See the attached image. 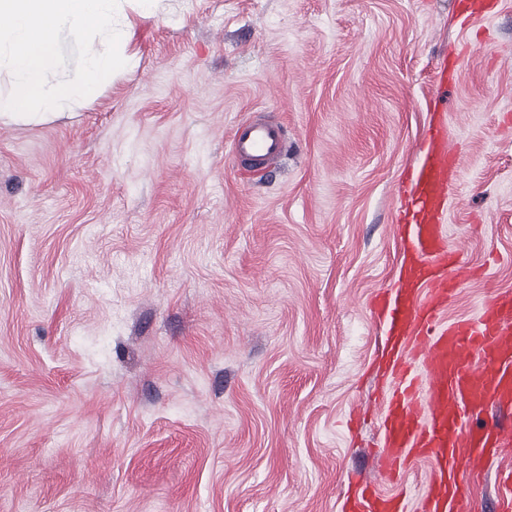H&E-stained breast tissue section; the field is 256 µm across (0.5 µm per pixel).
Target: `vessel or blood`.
I'll list each match as a JSON object with an SVG mask.
<instances>
[{
    "label": "vessel or blood",
    "instance_id": "obj_1",
    "mask_svg": "<svg viewBox=\"0 0 512 512\" xmlns=\"http://www.w3.org/2000/svg\"><path fill=\"white\" fill-rule=\"evenodd\" d=\"M281 126L245 121L232 151L267 166L283 151ZM458 182L446 122L429 126L424 160L408 190L399 234L408 255L400 285L374 298L391 343L387 370L393 389L382 410L380 458L392 476L423 460L430 474L418 505L377 492L355 478L348 512H464L467 478L481 475L487 460L512 449V429L481 424L489 407L512 408V291H494L476 316L445 320L458 285L472 269L448 240V203ZM496 512H512V468L497 476Z\"/></svg>",
    "mask_w": 512,
    "mask_h": 512
}]
</instances>
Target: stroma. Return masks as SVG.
<instances>
[{
    "label": "stroma",
    "mask_w": 512,
    "mask_h": 512,
    "mask_svg": "<svg viewBox=\"0 0 512 512\" xmlns=\"http://www.w3.org/2000/svg\"><path fill=\"white\" fill-rule=\"evenodd\" d=\"M120 0L93 102L0 123V512H342L382 475L398 192L445 117L451 245L512 290V0ZM281 125L245 171L237 125Z\"/></svg>",
    "instance_id": "stroma-1"
}]
</instances>
